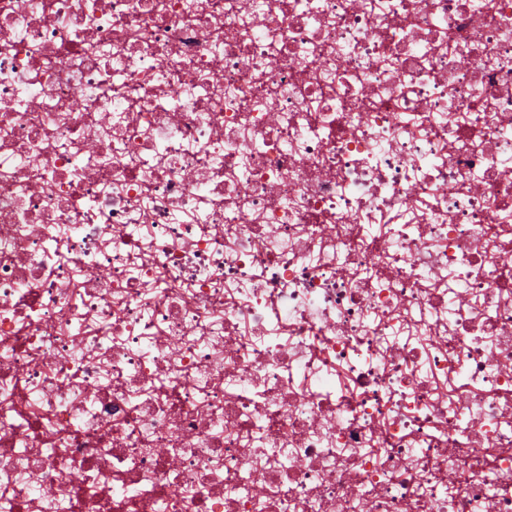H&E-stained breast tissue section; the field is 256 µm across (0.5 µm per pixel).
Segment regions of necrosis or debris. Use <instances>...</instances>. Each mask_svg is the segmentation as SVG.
<instances>
[{
    "label": "necrosis or debris",
    "mask_w": 512,
    "mask_h": 512,
    "mask_svg": "<svg viewBox=\"0 0 512 512\" xmlns=\"http://www.w3.org/2000/svg\"><path fill=\"white\" fill-rule=\"evenodd\" d=\"M511 474L512 0H0L7 512Z\"/></svg>",
    "instance_id": "necrosis-or-debris-1"
}]
</instances>
